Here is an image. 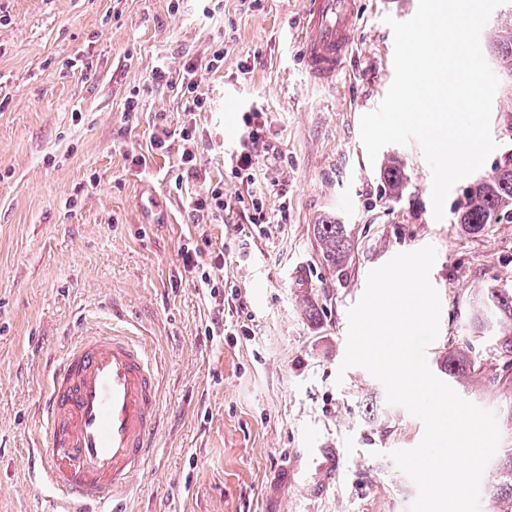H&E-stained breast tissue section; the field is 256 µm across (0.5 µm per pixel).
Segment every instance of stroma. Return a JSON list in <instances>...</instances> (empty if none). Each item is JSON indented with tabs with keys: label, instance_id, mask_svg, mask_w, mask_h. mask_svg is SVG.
Wrapping results in <instances>:
<instances>
[{
	"label": "stroma",
	"instance_id": "35a3bbf8",
	"mask_svg": "<svg viewBox=\"0 0 512 512\" xmlns=\"http://www.w3.org/2000/svg\"><path fill=\"white\" fill-rule=\"evenodd\" d=\"M306 0H0V512H41L46 485L29 473L30 430L49 360L76 321L107 322L120 306L160 369L163 425L128 512H408L415 484L390 457L416 447L422 422L388 404L367 370H341L348 310L367 276L396 254L434 246L441 301L429 367L467 350L455 391L494 412L497 455L512 452V360L479 331L473 298L512 289V223L469 235L435 219L432 172L417 141L368 160L359 121L394 76L387 18L418 0H358L355 41L329 85L299 55ZM482 30L499 79L491 133L512 152V72ZM223 48L202 71L206 104L185 115L172 85L153 83ZM137 93L138 114L125 111ZM264 114L254 171L271 224H252L245 186L223 146ZM201 137L207 181L233 205L223 221L190 223L200 186L178 181V148L151 147L155 123L184 119ZM398 158L402 196L385 191ZM286 210V222L273 218ZM345 225L348 256L324 262L315 224ZM208 238L210 296L185 271L184 244ZM310 448H339L344 468L322 487ZM381 175L384 180L383 185L386 191L388 190L391 193L399 194L400 191L402 192V190L406 188V173L395 159L388 161L383 171L381 172Z\"/></svg>",
	"mask_w": 512,
	"mask_h": 512
}]
</instances>
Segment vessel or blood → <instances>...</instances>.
<instances>
[{"instance_id":"obj_1","label":"vessel or blood","mask_w":512,"mask_h":512,"mask_svg":"<svg viewBox=\"0 0 512 512\" xmlns=\"http://www.w3.org/2000/svg\"><path fill=\"white\" fill-rule=\"evenodd\" d=\"M299 47L310 78L330 84L350 53L357 0H307ZM111 324L71 338L37 418L48 448L31 456L51 497L45 512H125L156 448L158 371L145 347Z\"/></svg>"}]
</instances>
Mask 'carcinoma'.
Instances as JSON below:
<instances>
[{"label": "carcinoma", "mask_w": 512, "mask_h": 512, "mask_svg": "<svg viewBox=\"0 0 512 512\" xmlns=\"http://www.w3.org/2000/svg\"><path fill=\"white\" fill-rule=\"evenodd\" d=\"M493 52L501 66L512 71V12L503 14L498 23V35ZM381 175L386 190L397 194L406 188L407 177L398 161L391 159ZM454 221L467 234L477 235L489 224L512 222V152L503 154L492 164L490 172L467 185L454 203ZM321 255L331 268L347 257L345 225L328 221L314 225ZM478 324L494 327L498 335L509 337L512 329V291L489 287L480 296ZM466 353L459 352L444 360L440 368L453 379H459L467 367ZM512 499V453L499 461L492 498Z\"/></svg>", "instance_id": "cac0c4a2"}]
</instances>
